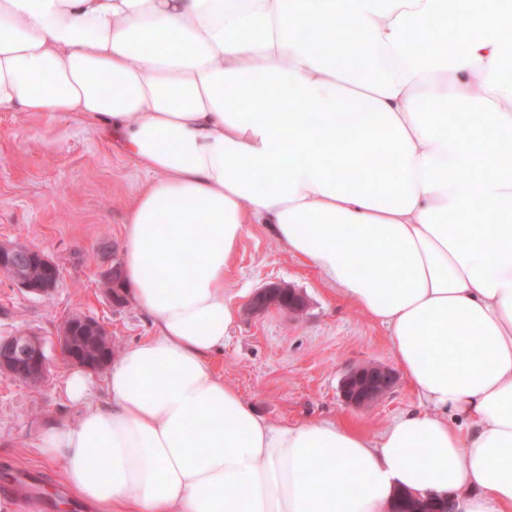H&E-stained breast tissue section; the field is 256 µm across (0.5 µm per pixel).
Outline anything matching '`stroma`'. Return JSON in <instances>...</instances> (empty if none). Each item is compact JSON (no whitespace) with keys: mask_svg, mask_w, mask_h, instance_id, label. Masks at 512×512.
Wrapping results in <instances>:
<instances>
[{"mask_svg":"<svg viewBox=\"0 0 512 512\" xmlns=\"http://www.w3.org/2000/svg\"><path fill=\"white\" fill-rule=\"evenodd\" d=\"M149 180L100 129L60 113L0 112V244L32 245L63 268L47 297L0 275V339L40 336L51 361L49 376L35 386L0 374V484L15 469L39 472L47 493L59 484L58 466L41 459L37 444L46 426L76 421L81 412L64 391L72 366L56 342L62 322L74 313L94 317L124 347L153 330L133 301L113 305L101 287L103 273L122 258L126 209ZM271 282L306 296L300 319L276 308L248 311L255 291ZM226 288L238 317L214 364L271 422L338 417L375 435L415 406L403 376L371 408L344 402L340 383L350 369L396 368L387 333L264 225H247Z\"/></svg>","mask_w":512,"mask_h":512,"instance_id":"1","label":"stroma"}]
</instances>
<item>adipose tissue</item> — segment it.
Here are the masks:
<instances>
[{"label": "adipose tissue", "instance_id": "ef3b65f1", "mask_svg": "<svg viewBox=\"0 0 512 512\" xmlns=\"http://www.w3.org/2000/svg\"><path fill=\"white\" fill-rule=\"evenodd\" d=\"M298 107L277 123L272 109ZM0 111L152 176L122 272L151 336L69 375L40 454L93 512H512V0H0ZM266 225L388 334L418 404L275 424L212 365Z\"/></svg>", "mask_w": 512, "mask_h": 512}]
</instances>
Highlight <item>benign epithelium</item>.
<instances>
[{"mask_svg":"<svg viewBox=\"0 0 512 512\" xmlns=\"http://www.w3.org/2000/svg\"><path fill=\"white\" fill-rule=\"evenodd\" d=\"M0 273L11 279L25 291L36 295H48L56 288L62 277L60 266L42 250L24 243L0 245ZM290 293V304L279 305V295ZM272 306L292 314L300 315L306 308L305 296L282 283H270L259 289L249 302L248 308L262 313ZM80 321L98 333L106 332L103 324L82 314H72L63 322L57 341L63 359L72 364L89 368L67 350L66 340L70 336L71 322ZM27 354L18 360L9 352L0 349V370L16 375L21 381L38 385L50 370V360L45 353L44 343L38 336H25ZM397 381L394 370L379 364H365L351 369L341 380L343 399L357 408H369L381 399Z\"/></svg>","mask_w":512,"mask_h":512,"instance_id":"obj_1","label":"benign epithelium"}]
</instances>
